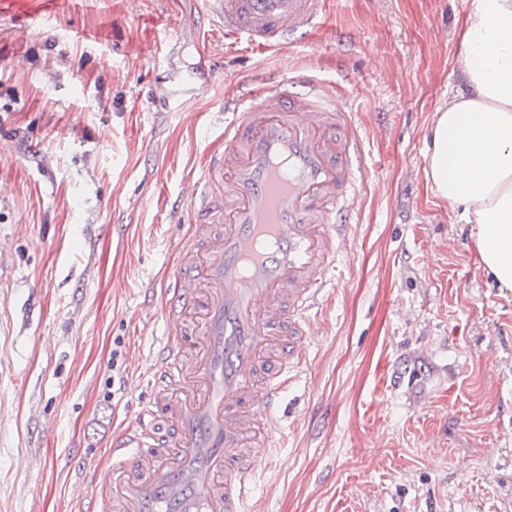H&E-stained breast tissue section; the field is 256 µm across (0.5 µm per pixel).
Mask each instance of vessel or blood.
Instances as JSON below:
<instances>
[{
  "mask_svg": "<svg viewBox=\"0 0 512 512\" xmlns=\"http://www.w3.org/2000/svg\"><path fill=\"white\" fill-rule=\"evenodd\" d=\"M224 37L260 53L320 23L325 0H211ZM361 140L298 70L235 102L187 196L154 397L86 475L83 512H243L311 312L355 220Z\"/></svg>",
  "mask_w": 512,
  "mask_h": 512,
  "instance_id": "1",
  "label": "vessel or blood"
}]
</instances>
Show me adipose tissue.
<instances>
[{"mask_svg": "<svg viewBox=\"0 0 512 512\" xmlns=\"http://www.w3.org/2000/svg\"><path fill=\"white\" fill-rule=\"evenodd\" d=\"M461 73L470 88L438 108L425 175L473 222L486 272L512 290V0H473Z\"/></svg>", "mask_w": 512, "mask_h": 512, "instance_id": "adipose-tissue-1", "label": "adipose tissue"}]
</instances>
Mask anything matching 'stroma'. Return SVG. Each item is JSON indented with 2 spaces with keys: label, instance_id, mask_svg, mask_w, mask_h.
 <instances>
[{
  "label": "stroma",
  "instance_id": "35a3bbf8",
  "mask_svg": "<svg viewBox=\"0 0 512 512\" xmlns=\"http://www.w3.org/2000/svg\"><path fill=\"white\" fill-rule=\"evenodd\" d=\"M472 0H327L290 49L206 0H11L0 15V512H79L150 397L173 210L255 70L305 66L362 139L357 218L246 512H512V290L425 176Z\"/></svg>",
  "mask_w": 512,
  "mask_h": 512
}]
</instances>
